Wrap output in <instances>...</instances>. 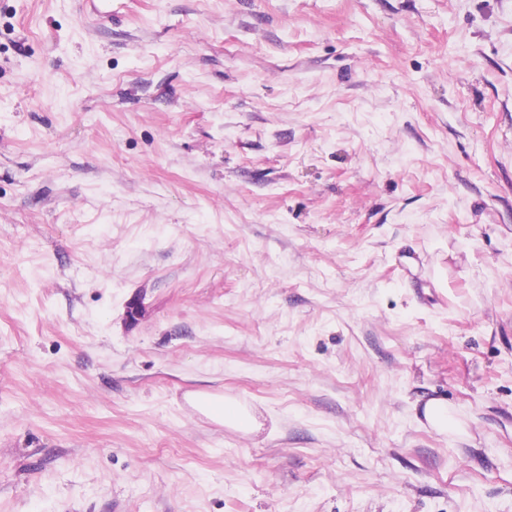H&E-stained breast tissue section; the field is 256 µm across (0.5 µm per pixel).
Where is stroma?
<instances>
[{
	"instance_id": "stroma-1",
	"label": "stroma",
	"mask_w": 512,
	"mask_h": 512,
	"mask_svg": "<svg viewBox=\"0 0 512 512\" xmlns=\"http://www.w3.org/2000/svg\"><path fill=\"white\" fill-rule=\"evenodd\" d=\"M0 512H512V0H0ZM215 414V419L218 422H222L229 427L248 432L258 431L261 427L250 411L232 399H224L215 409Z\"/></svg>"
}]
</instances>
